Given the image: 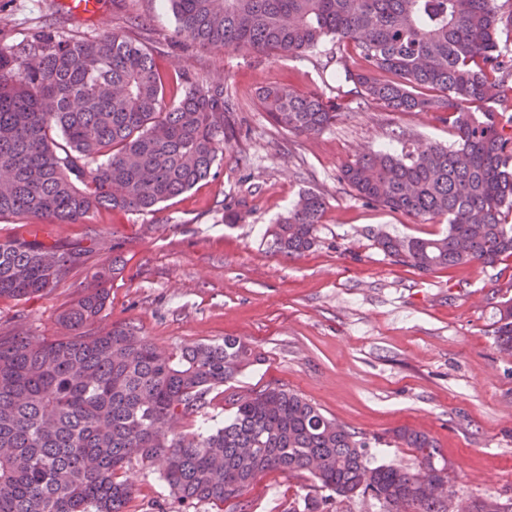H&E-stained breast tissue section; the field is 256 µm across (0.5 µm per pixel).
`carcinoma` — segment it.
Returning a JSON list of instances; mask_svg holds the SVG:
<instances>
[{
  "mask_svg": "<svg viewBox=\"0 0 512 512\" xmlns=\"http://www.w3.org/2000/svg\"><path fill=\"white\" fill-rule=\"evenodd\" d=\"M175 36L202 49L288 58L327 38L355 43L362 71L344 68L361 98L393 112H437L451 145L405 146L361 156L341 171L359 198L418 221L444 218L446 234H381L394 262L427 273L512 256V131L492 103L512 87V51L499 33L512 26L497 0H169ZM168 79L150 50L119 32L94 40L42 30L0 47V217L81 224L100 208L151 212L207 178L237 140L235 104L221 85L182 78L166 107ZM278 126L316 135L336 105L286 86L259 91ZM485 103L482 112L470 105ZM324 198L303 194L269 233L278 252L299 256L317 243ZM112 262L59 316L68 331L37 342L0 334V512H124L127 467L163 462L169 492L221 507L270 470L307 472L326 495L304 510L369 498L380 512H512L492 498L465 509L428 497L415 470L372 465L369 442L283 385L233 393L224 386L262 361L251 344L226 336L179 351L157 348L129 324L92 325L121 274ZM80 250L0 238V299L29 300L57 287ZM496 346L512 352V298L498 302ZM230 409L213 425L209 410ZM201 424L177 432L178 421ZM417 466L448 479V462L428 433L392 431Z\"/></svg>",
  "mask_w": 512,
  "mask_h": 512,
  "instance_id": "cac0c4a2",
  "label": "carcinoma"
}]
</instances>
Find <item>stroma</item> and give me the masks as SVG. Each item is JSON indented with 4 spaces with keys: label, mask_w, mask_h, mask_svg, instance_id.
Returning a JSON list of instances; mask_svg holds the SVG:
<instances>
[{
    "label": "stroma",
    "mask_w": 512,
    "mask_h": 512,
    "mask_svg": "<svg viewBox=\"0 0 512 512\" xmlns=\"http://www.w3.org/2000/svg\"><path fill=\"white\" fill-rule=\"evenodd\" d=\"M43 29L88 40L114 30L145 42L169 80L171 105L181 75L223 83L239 135L206 179L155 211L101 208L82 224L1 218L0 237L78 243L87 252L48 294L0 300V332L61 336L60 313L120 240L124 270L111 283L102 325H134L163 350L245 338L263 360L239 377L240 389L286 386L374 442L377 462L402 468L415 467V453L389 444L391 431L425 430L450 465L456 503H512V356L499 353L493 336L497 303L512 297V257L428 273L394 263L374 235L434 238L446 222L365 203L340 179L344 165L371 151L453 143L448 124L357 96L343 70L362 62L346 41L278 60L183 46L168 0H105L93 19L72 16L61 0H0V45ZM269 85L334 101L336 124L311 137L281 128L258 99ZM307 191L326 202L318 242L289 257L268 229ZM228 202L242 215L232 225L224 221ZM124 477L133 486L125 512H285L317 493L310 474L267 471L219 510L180 504L158 464H135Z\"/></svg>",
    "instance_id": "stroma-1"
}]
</instances>
